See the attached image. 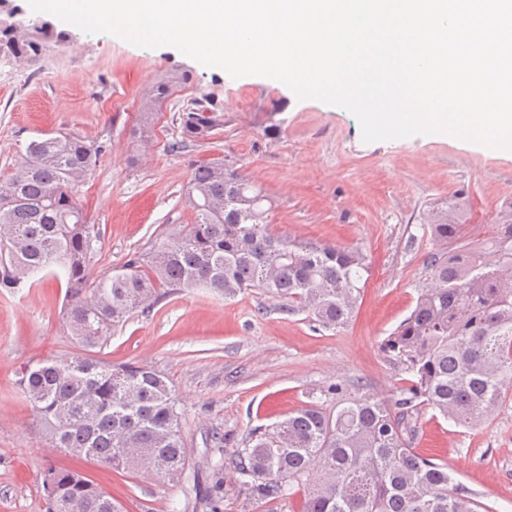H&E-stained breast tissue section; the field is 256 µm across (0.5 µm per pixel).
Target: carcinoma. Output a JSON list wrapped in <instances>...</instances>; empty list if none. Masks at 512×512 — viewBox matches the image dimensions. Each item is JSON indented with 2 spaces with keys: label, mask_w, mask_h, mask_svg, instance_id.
Wrapping results in <instances>:
<instances>
[{
  "label": "carcinoma",
  "mask_w": 512,
  "mask_h": 512,
  "mask_svg": "<svg viewBox=\"0 0 512 512\" xmlns=\"http://www.w3.org/2000/svg\"><path fill=\"white\" fill-rule=\"evenodd\" d=\"M68 37L50 15L29 18L22 0H0L1 57L32 62ZM183 81L173 73L153 87L133 134L149 135L155 107ZM180 123L174 150L210 137L224 125V113L206 94ZM101 153L68 134L37 138L0 179V288L11 291L42 273L63 275L65 323L84 351L26 365L20 387L40 414L49 447L176 484L191 468L181 402L151 366L95 357L112 331L181 288H209L226 298L259 290L280 299L283 311L339 330L353 317L369 260L359 248L274 236L269 194L211 161L190 179L185 197L195 223L177 241L148 260L134 254L120 270L96 274L94 225L86 222L76 188ZM462 213L459 201L427 213V228L443 249L427 258L429 281L410 315L381 343L399 376L392 397L334 384L327 389L334 406L311 402L250 433L225 463L248 499L299 496L296 512H494L448 465L414 448L422 410L473 427L512 388V206L499 212L480 250L465 237ZM44 491L46 512H124L74 468L49 469ZM208 498L220 512L218 471Z\"/></svg>",
  "instance_id": "obj_1"
}]
</instances>
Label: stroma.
Returning <instances> with one entry per match:
<instances>
[{
    "instance_id": "stroma-1",
    "label": "stroma",
    "mask_w": 512,
    "mask_h": 512,
    "mask_svg": "<svg viewBox=\"0 0 512 512\" xmlns=\"http://www.w3.org/2000/svg\"><path fill=\"white\" fill-rule=\"evenodd\" d=\"M68 43L50 45L30 65L0 58V178L33 139L67 132L103 145L77 200L97 233L95 271L120 269L133 253L155 254L195 214L185 190L196 164L221 159L274 199L275 234L359 248L370 269L358 308L340 330L283 312L260 291L224 298L185 288L137 311L100 356L148 364L183 403L182 431L192 464L181 485L75 460L39 439V415L20 389L25 365L67 359L77 348L63 319L66 283L47 276L0 291V512H45L43 479L76 467L120 501L125 512H211L204 493L214 469L255 428L288 417L336 382L389 396L398 381L380 344L410 314L426 284V259L439 244L423 221L460 197L470 221L491 226L512 204V152L434 134L363 142L340 106L297 99L262 76L235 78L170 46L139 47L108 33L58 22ZM185 81L156 108L152 139L132 130L144 97L168 74ZM214 94L224 125L180 151V116L192 99ZM281 126L269 129V113ZM418 452L447 463L495 512H512V393L479 426L466 429L426 410Z\"/></svg>"
}]
</instances>
